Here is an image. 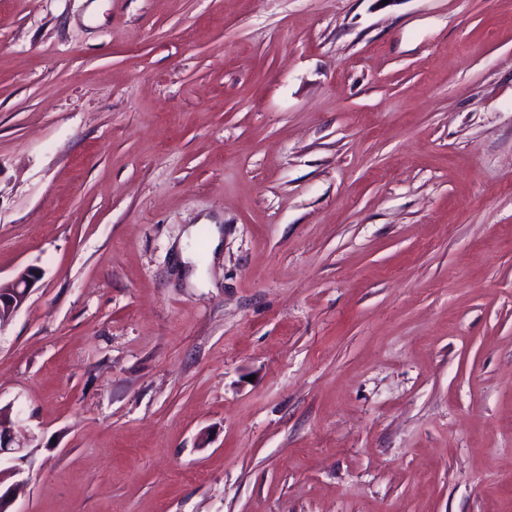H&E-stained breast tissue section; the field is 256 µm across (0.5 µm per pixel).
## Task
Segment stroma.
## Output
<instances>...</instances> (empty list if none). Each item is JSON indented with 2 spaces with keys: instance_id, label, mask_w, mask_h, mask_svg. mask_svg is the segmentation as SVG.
<instances>
[{
  "instance_id": "obj_1",
  "label": "stroma",
  "mask_w": 512,
  "mask_h": 512,
  "mask_svg": "<svg viewBox=\"0 0 512 512\" xmlns=\"http://www.w3.org/2000/svg\"><path fill=\"white\" fill-rule=\"evenodd\" d=\"M12 512H512V0H0ZM41 278V271L35 267H26L8 282H0V310L6 305L10 317L7 322L0 323V331L8 325L10 318L23 307L35 283Z\"/></svg>"
}]
</instances>
